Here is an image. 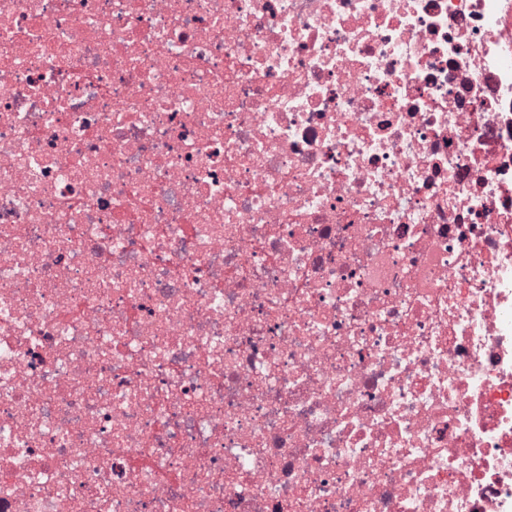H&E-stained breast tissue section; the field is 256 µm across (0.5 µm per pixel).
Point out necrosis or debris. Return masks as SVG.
<instances>
[{
	"label": "necrosis or debris",
	"mask_w": 512,
	"mask_h": 512,
	"mask_svg": "<svg viewBox=\"0 0 512 512\" xmlns=\"http://www.w3.org/2000/svg\"><path fill=\"white\" fill-rule=\"evenodd\" d=\"M0 512H512V0H0Z\"/></svg>",
	"instance_id": "4bbe7bcc"
}]
</instances>
